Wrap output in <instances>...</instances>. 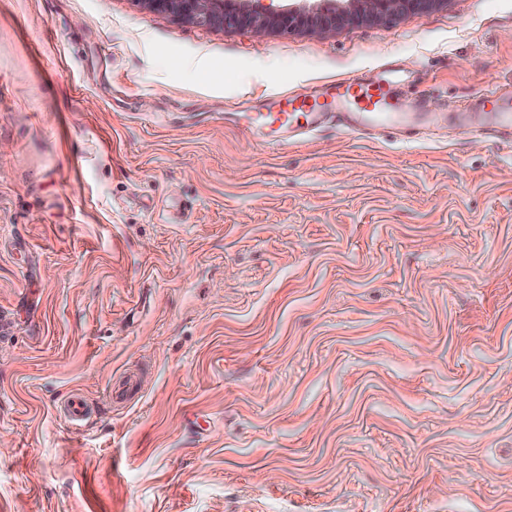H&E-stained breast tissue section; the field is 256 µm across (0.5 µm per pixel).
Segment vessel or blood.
Segmentation results:
<instances>
[{"mask_svg":"<svg viewBox=\"0 0 512 512\" xmlns=\"http://www.w3.org/2000/svg\"><path fill=\"white\" fill-rule=\"evenodd\" d=\"M251 133L263 143H288L325 127L374 135L388 129L430 134L460 127L512 143V88L491 86L481 102L461 112H413L402 103V93L390 83L366 77L338 80L321 90L281 96L262 112L245 113ZM67 424H87L89 411L82 399H68L59 411Z\"/></svg>","mask_w":512,"mask_h":512,"instance_id":"vessel-or-blood-1","label":"vessel or blood"}]
</instances>
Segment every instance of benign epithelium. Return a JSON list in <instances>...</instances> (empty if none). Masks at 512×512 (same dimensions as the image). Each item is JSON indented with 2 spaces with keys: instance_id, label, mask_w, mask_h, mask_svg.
<instances>
[{
  "instance_id": "obj_1",
  "label": "benign epithelium",
  "mask_w": 512,
  "mask_h": 512,
  "mask_svg": "<svg viewBox=\"0 0 512 512\" xmlns=\"http://www.w3.org/2000/svg\"><path fill=\"white\" fill-rule=\"evenodd\" d=\"M147 9L167 14L183 23L207 27H236L262 33L268 29L309 28L332 36L344 25L392 21L419 14L447 0H340L328 9L321 0L278 8L274 0H250L243 8L228 0H140Z\"/></svg>"
}]
</instances>
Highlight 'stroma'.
Segmentation results:
<instances>
[{"mask_svg":"<svg viewBox=\"0 0 512 512\" xmlns=\"http://www.w3.org/2000/svg\"><path fill=\"white\" fill-rule=\"evenodd\" d=\"M361 73L512 85V0L331 38L0 0V512H512V145L236 122ZM60 417L72 427L83 426L90 419L89 411L79 397L68 399L59 411Z\"/></svg>","mask_w":512,"mask_h":512,"instance_id":"stroma-1","label":"stroma"}]
</instances>
